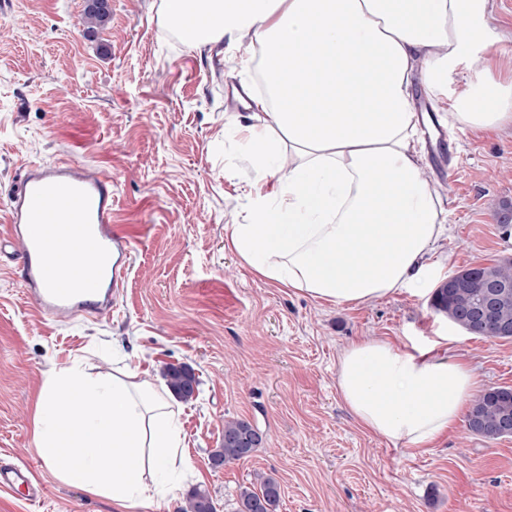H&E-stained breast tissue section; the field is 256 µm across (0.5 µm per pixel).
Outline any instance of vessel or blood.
Masks as SVG:
<instances>
[{"label":"vessel or blood","mask_w":512,"mask_h":512,"mask_svg":"<svg viewBox=\"0 0 512 512\" xmlns=\"http://www.w3.org/2000/svg\"><path fill=\"white\" fill-rule=\"evenodd\" d=\"M5 235L20 260V278L38 311L57 321L109 315L124 284L130 237L112 222V179L85 164L30 163L6 204ZM87 262L69 263L74 253ZM1 489L44 492L31 465L0 464Z\"/></svg>","instance_id":"b4317fda"}]
</instances>
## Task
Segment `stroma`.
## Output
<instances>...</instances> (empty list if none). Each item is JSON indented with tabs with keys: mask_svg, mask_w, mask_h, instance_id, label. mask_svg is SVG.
I'll return each instance as SVG.
<instances>
[{
	"mask_svg": "<svg viewBox=\"0 0 512 512\" xmlns=\"http://www.w3.org/2000/svg\"><path fill=\"white\" fill-rule=\"evenodd\" d=\"M86 0H0V207L28 162L69 158L110 175L112 221L132 238L131 272L106 318L38 315L18 261L0 264V459L34 465L32 502L0 490V512H115L61 483L35 449L34 402L48 376L80 361L95 375L136 371L156 382L190 367L195 398L177 402L183 469L148 512H180L192 488L236 512L255 475L281 487L277 512H512V438L486 442L465 421L416 451L361 426L337 388L339 358L364 336L439 345L467 361L479 389L512 387V341L467 334L401 291L332 306L273 285L230 245L253 221L259 178L238 129L258 125L231 92L257 94L243 39L196 48L161 21V0H112V18L85 31ZM452 170L440 178L447 231L425 257L433 283L512 256L496 221L512 201V125L452 129ZM261 436L247 458L213 468L224 422Z\"/></svg>",
	"mask_w": 512,
	"mask_h": 512,
	"instance_id": "stroma-1",
	"label": "stroma"
}]
</instances>
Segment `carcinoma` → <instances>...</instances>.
Instances as JSON below:
<instances>
[{
	"label": "carcinoma",
	"instance_id": "1",
	"mask_svg": "<svg viewBox=\"0 0 512 512\" xmlns=\"http://www.w3.org/2000/svg\"><path fill=\"white\" fill-rule=\"evenodd\" d=\"M111 16V8L100 0H90L85 11L87 31L106 25ZM466 278L452 288L435 289L431 306L448 318L464 332L482 338H491L485 326L474 320L473 309L485 295V285L491 281H505L512 284V258L503 257L488 265L479 264L463 269ZM490 320L495 327L507 325L512 328V287L508 295L498 300L492 307ZM170 392L182 401L193 399L195 376L186 366H170L164 374ZM512 417V387L492 386L470 401L466 416L467 430L488 442L502 439L498 435L499 425L504 415ZM254 433V427L243 419H229L224 422V447L216 450L211 460L225 465L238 461L255 450V444L244 440ZM279 486L272 478H264L260 487H245L240 492L238 512H274L279 502ZM182 512H215L213 501L206 490L192 488L186 497Z\"/></svg>",
	"mask_w": 512,
	"mask_h": 512
}]
</instances>
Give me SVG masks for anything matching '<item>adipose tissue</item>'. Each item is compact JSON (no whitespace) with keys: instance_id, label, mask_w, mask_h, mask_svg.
<instances>
[{"instance_id":"1","label":"adipose tissue","mask_w":512,"mask_h":512,"mask_svg":"<svg viewBox=\"0 0 512 512\" xmlns=\"http://www.w3.org/2000/svg\"><path fill=\"white\" fill-rule=\"evenodd\" d=\"M490 14V0H162L165 25L194 47L254 31L266 88L250 105L267 118L243 134L263 173L255 223L230 230L240 259L331 305L426 290L420 260L446 228L441 188L416 148L412 66L447 100L449 126L512 124V86L477 56L512 62ZM285 54L295 58L286 68ZM455 76L463 89L452 94ZM283 153L287 172L272 171ZM475 386L465 362L373 337L344 349L337 373L359 424L416 449L457 423ZM34 439L58 480L110 498L117 512H143L174 491L181 426L134 371L105 379L60 367L37 396Z\"/></svg>"}]
</instances>
